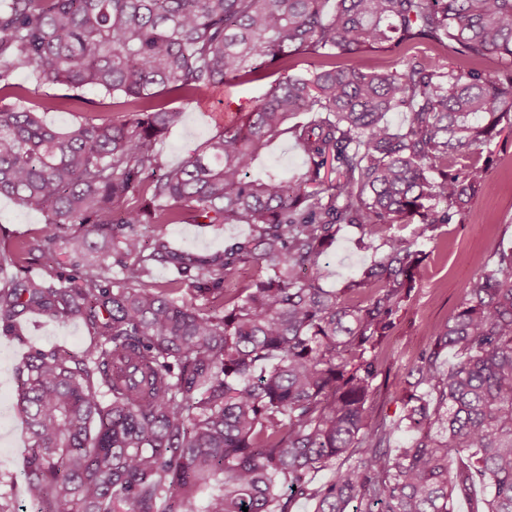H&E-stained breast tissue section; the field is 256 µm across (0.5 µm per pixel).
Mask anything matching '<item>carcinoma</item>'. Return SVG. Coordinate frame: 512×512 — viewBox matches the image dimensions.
Here are the masks:
<instances>
[{
  "mask_svg": "<svg viewBox=\"0 0 512 512\" xmlns=\"http://www.w3.org/2000/svg\"><path fill=\"white\" fill-rule=\"evenodd\" d=\"M328 2L0 0L1 93L31 71L70 99L92 90L129 106L57 130L0 98V196L45 214L42 242L0 250V271L13 269L0 333L28 314L81 319L93 336L79 355L35 349L17 367L33 512H455L460 500L512 512V249L432 328L397 419L369 413V354L414 287L419 242L486 187L476 153L512 111V70L362 60L426 40L512 64V0ZM309 51L323 60L289 73ZM270 67L279 76L254 111L181 166L162 163L155 141L180 116L163 93L202 98ZM401 108L409 121L395 130L387 115ZM280 136L304 172L252 175ZM457 153L474 160L459 167ZM416 216L413 237L365 243L379 256L359 279L324 287L320 258L343 226L370 237ZM181 223L250 235L199 255L170 245L166 227ZM91 234L113 262H84ZM57 244L73 272L31 275L34 253ZM157 265L174 278L154 281ZM248 266L247 286L228 287ZM183 285L197 302L177 296ZM444 348L455 362L440 361Z\"/></svg>",
  "mask_w": 512,
  "mask_h": 512,
  "instance_id": "cac0c4a2",
  "label": "carcinoma"
}]
</instances>
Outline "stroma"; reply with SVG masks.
<instances>
[{
	"mask_svg": "<svg viewBox=\"0 0 512 512\" xmlns=\"http://www.w3.org/2000/svg\"><path fill=\"white\" fill-rule=\"evenodd\" d=\"M401 53L438 58L455 69L476 68L494 73L507 68L506 62L495 57L470 61L445 56L428 42L408 44L398 52L370 49L362 58L368 67L386 69ZM275 78L273 71L262 70L220 86L200 99L182 93L165 94L164 102L179 113L180 120L155 143L162 163L169 167L183 164L225 126L253 111ZM17 81L22 86V105L37 109L45 123L58 129L92 116L119 119L126 112L121 100L95 92L86 93L81 101L68 99L65 88L40 83L32 73H19ZM500 129V134L483 148L484 156L490 159L486 189L472 200L456 223L439 225L433 231L418 267L417 286L401 304L389 336L374 351L379 368L372 399V415L376 419L390 420L399 414L407 375L435 344L431 328L443 325L456 313L482 265L499 248L512 247V114L503 119ZM44 222L42 213L23 209L14 200L0 196V249L39 238ZM247 233V227L221 224H172L166 229L173 247L197 254L223 250L227 242ZM363 239L360 229L354 226L344 227L339 233L335 245L322 258L331 272L326 287L342 288L370 264L373 253L364 247ZM20 323L24 341L0 335V392L8 396L6 404L0 405V504L6 505L9 512H30L22 480L30 442L13 400L16 369L32 349L63 347L77 353L92 340L87 326L80 321L25 316Z\"/></svg>",
	"mask_w": 512,
	"mask_h": 512,
	"instance_id": "1",
	"label": "stroma"
}]
</instances>
